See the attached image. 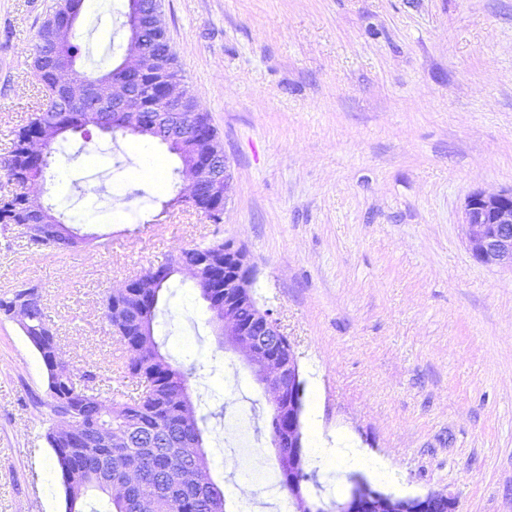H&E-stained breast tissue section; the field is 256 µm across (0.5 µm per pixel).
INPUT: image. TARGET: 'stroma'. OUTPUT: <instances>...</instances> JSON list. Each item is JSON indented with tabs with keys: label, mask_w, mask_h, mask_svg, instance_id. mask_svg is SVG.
Listing matches in <instances>:
<instances>
[{
	"label": "stroma",
	"mask_w": 512,
	"mask_h": 512,
	"mask_svg": "<svg viewBox=\"0 0 512 512\" xmlns=\"http://www.w3.org/2000/svg\"><path fill=\"white\" fill-rule=\"evenodd\" d=\"M59 0H0V158L41 97L38 33ZM124 0L75 25L79 72L117 64ZM181 83L208 113L230 189L222 223L177 202V156L138 135L68 134L35 196L99 247L54 255L0 229V295L40 285L64 357L102 396H133L102 318L113 288L181 249L244 248L305 382L306 466L326 512L354 474L400 497L442 491L457 512H512V271L476 263L475 192L512 188V0H161ZM164 353L197 364L191 393L226 512H294L255 492L231 430L278 479L271 411L225 351L195 283L174 275ZM41 359L0 316V512H65L38 400Z\"/></svg>",
	"instance_id": "35a3bbf8"
}]
</instances>
